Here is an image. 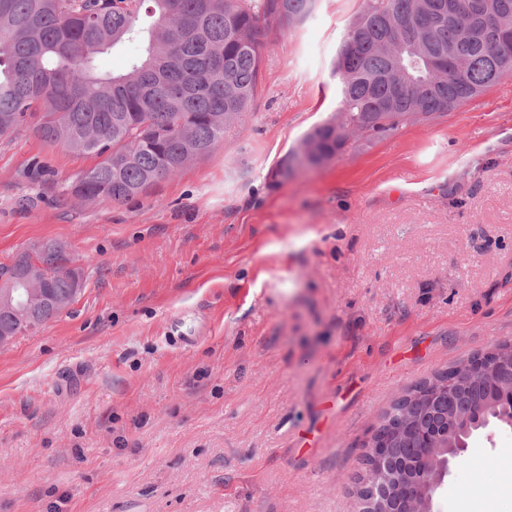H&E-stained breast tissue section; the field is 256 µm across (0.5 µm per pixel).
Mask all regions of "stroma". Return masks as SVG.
<instances>
[{
  "label": "stroma",
  "instance_id": "35a3bbf8",
  "mask_svg": "<svg viewBox=\"0 0 512 512\" xmlns=\"http://www.w3.org/2000/svg\"><path fill=\"white\" fill-rule=\"evenodd\" d=\"M363 8L261 22L243 124L130 201L63 194L94 155L0 138V264L57 240L85 280L0 349V512H354L393 401L512 340V75L272 176L338 110ZM433 509L512 512V428L468 439Z\"/></svg>",
  "mask_w": 512,
  "mask_h": 512
}]
</instances>
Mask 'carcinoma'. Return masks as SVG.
Listing matches in <instances>:
<instances>
[{
	"mask_svg": "<svg viewBox=\"0 0 512 512\" xmlns=\"http://www.w3.org/2000/svg\"><path fill=\"white\" fill-rule=\"evenodd\" d=\"M365 0L336 52L340 107L279 163L275 177L334 159L359 139L391 135L471 100L504 74L498 28L512 29V0ZM315 0H0V137L29 129L47 144L100 158L65 182L72 197L122 203L178 173L224 141L240 123L262 79L260 19L283 27L310 17ZM128 44L139 53L123 72H104L98 57ZM53 292H74L63 246L48 241L36 253ZM31 267L30 255L0 266L11 281ZM57 317L39 307L35 321L0 311V329L24 334ZM480 373L462 362L454 380L408 417H395L403 436L387 464L400 471L414 458L404 446L419 428L443 448H455L512 411L497 394L512 388V344L493 348Z\"/></svg>",
	"mask_w": 512,
	"mask_h": 512,
	"instance_id": "1",
	"label": "carcinoma"
}]
</instances>
